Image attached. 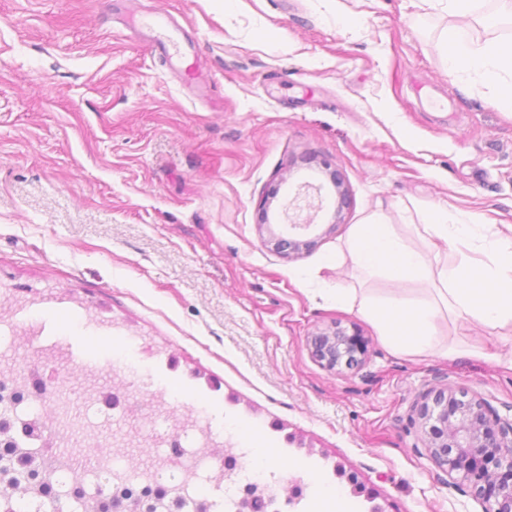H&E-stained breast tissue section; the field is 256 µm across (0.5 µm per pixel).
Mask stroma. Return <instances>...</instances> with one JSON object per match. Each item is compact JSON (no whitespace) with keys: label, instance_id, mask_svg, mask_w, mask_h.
<instances>
[{"label":"stroma","instance_id":"35a3bbf8","mask_svg":"<svg viewBox=\"0 0 512 512\" xmlns=\"http://www.w3.org/2000/svg\"><path fill=\"white\" fill-rule=\"evenodd\" d=\"M347 12L339 14L337 3ZM182 30L187 57L145 43L126 0H0V281L21 301L0 369L62 343L103 386L112 368L154 379L216 428L319 473L352 512H482L437 469L416 416L432 387L466 388L512 413V327L449 318L455 359L408 356L336 291L427 297L338 259L352 225L383 215L414 249L428 213L512 225V118L450 71L444 28L512 42L421 0H137ZM210 75L202 84L188 68ZM446 98L442 108L417 89ZM349 204L336 207L331 172ZM319 186L311 249L280 252L289 192ZM68 295V311L44 300ZM103 311L126 337L86 326ZM367 343L329 370L311 336L332 324ZM139 337V345L128 342ZM492 360L470 357L474 347ZM83 372L60 367L56 419L77 452Z\"/></svg>","mask_w":512,"mask_h":512}]
</instances>
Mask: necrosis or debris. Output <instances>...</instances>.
Returning <instances> with one entry per match:
<instances>
[{
    "mask_svg": "<svg viewBox=\"0 0 512 512\" xmlns=\"http://www.w3.org/2000/svg\"><path fill=\"white\" fill-rule=\"evenodd\" d=\"M65 356L59 349L13 381L0 385V422L10 429V458L39 454L43 464L35 475H23L27 492L10 505L11 512H45L46 504L65 498L72 505L107 500L111 512H240L245 492H253L259 512H280L277 477L273 471L244 470L240 454L224 450V435L200 412L177 422L167 421L164 388L151 390L153 404L144 420L152 424L155 442L165 444L164 456L150 461L138 473L109 465L94 455L99 445L95 432L83 440L84 463L58 456L62 439L37 412L49 401L47 372Z\"/></svg>",
    "mask_w": 512,
    "mask_h": 512,
    "instance_id": "necrosis-or-debris-1",
    "label": "necrosis or debris"
}]
</instances>
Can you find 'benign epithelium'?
Segmentation results:
<instances>
[{
  "label": "benign epithelium",
  "instance_id": "1",
  "mask_svg": "<svg viewBox=\"0 0 512 512\" xmlns=\"http://www.w3.org/2000/svg\"><path fill=\"white\" fill-rule=\"evenodd\" d=\"M310 343L330 370L354 364L366 348L358 332L339 327L316 332ZM417 417L429 435L426 451L434 464L471 488L483 512H512V418L463 389L446 387L425 395Z\"/></svg>",
  "mask_w": 512,
  "mask_h": 512
}]
</instances>
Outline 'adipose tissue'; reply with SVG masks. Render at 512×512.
Segmentation results:
<instances>
[{
  "mask_svg": "<svg viewBox=\"0 0 512 512\" xmlns=\"http://www.w3.org/2000/svg\"><path fill=\"white\" fill-rule=\"evenodd\" d=\"M439 48L448 66L467 67L493 93L496 103L512 112V47L469 42L449 28L441 33ZM474 226L471 219L449 223L442 213L416 225L417 234L428 244L443 242L458 256L454 267L436 272L423 253L408 248L393 225L376 217L353 225L347 247L360 270L377 271L395 281L438 277L435 296L415 304L404 298L380 302L361 296L358 314L371 321L380 340L397 353L450 355V348L435 340L436 323L444 315L477 319L491 327L512 324V229L491 230L488 242L479 246Z\"/></svg>",
  "mask_w": 512,
  "mask_h": 512,
  "instance_id": "ef3b65f1",
  "label": "adipose tissue"
}]
</instances>
